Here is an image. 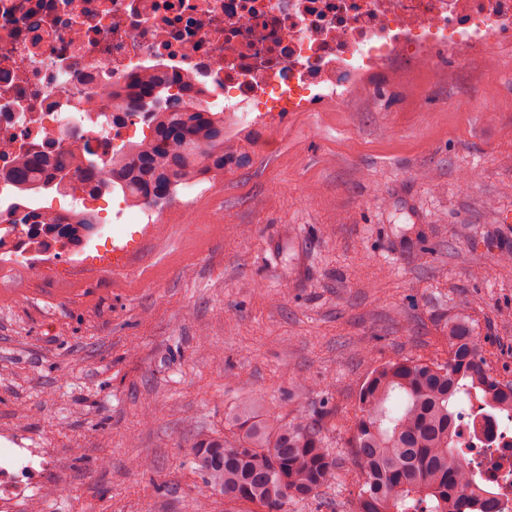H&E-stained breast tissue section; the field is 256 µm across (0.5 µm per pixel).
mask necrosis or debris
<instances>
[{"instance_id":"4bbe7bcc","label":"necrosis or debris","mask_w":512,"mask_h":512,"mask_svg":"<svg viewBox=\"0 0 512 512\" xmlns=\"http://www.w3.org/2000/svg\"><path fill=\"white\" fill-rule=\"evenodd\" d=\"M512 38V0H0V142L98 161L144 117L112 121L131 72L188 82L199 108L239 126L281 103L340 100L402 53L473 57ZM482 412L456 430L480 487L512 502V427L486 441Z\"/></svg>"}]
</instances>
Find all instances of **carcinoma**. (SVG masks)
<instances>
[{
  "label": "carcinoma",
  "instance_id": "cac0c4a2",
  "mask_svg": "<svg viewBox=\"0 0 512 512\" xmlns=\"http://www.w3.org/2000/svg\"><path fill=\"white\" fill-rule=\"evenodd\" d=\"M132 81L136 91L125 98L120 122L135 114L153 118V143L128 169L112 168L109 178L77 145L70 149L72 164L55 167L43 150H16L13 165L0 171V182L18 192L5 233L24 226L39 245L57 239L78 244L91 235L92 215L49 216L28 203L32 194L63 183L75 167L86 183L118 189L134 205L157 211L181 186L224 180V171L239 161L237 152L224 148V112L200 111L177 94L162 95L154 76L136 73ZM478 396L490 440L497 414L512 417V385L497 379L482 338L462 317L448 324L447 360L402 358L374 368L349 426L355 512H512L475 484L457 448L459 407ZM227 420L231 429L224 438L200 441L191 450L196 469L224 500L257 512H286L339 479L336 456L307 417L284 423L249 406Z\"/></svg>",
  "mask_w": 512,
  "mask_h": 512
}]
</instances>
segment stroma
Instances as JSON below:
<instances>
[{
    "mask_svg": "<svg viewBox=\"0 0 512 512\" xmlns=\"http://www.w3.org/2000/svg\"><path fill=\"white\" fill-rule=\"evenodd\" d=\"M242 163L180 188L121 262L0 263V466L37 449L0 512H250L192 448L262 398L318 420L343 470L375 365L448 357L464 315L512 377V41L396 59L343 105L235 132ZM348 479L288 512H353Z\"/></svg>",
    "mask_w": 512,
    "mask_h": 512,
    "instance_id": "obj_1",
    "label": "stroma"
}]
</instances>
